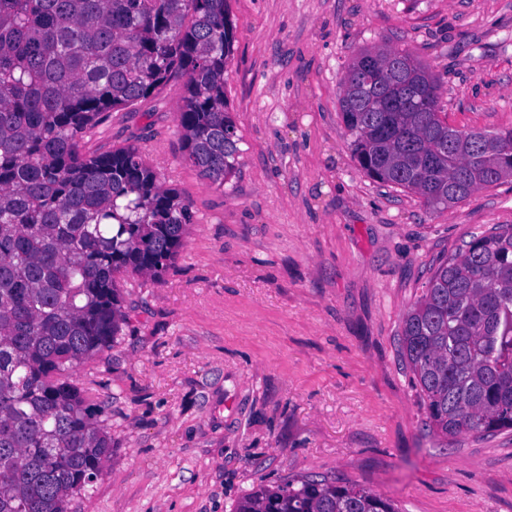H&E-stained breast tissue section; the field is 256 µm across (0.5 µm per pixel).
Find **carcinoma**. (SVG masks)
<instances>
[{
  "instance_id": "obj_1",
  "label": "carcinoma",
  "mask_w": 512,
  "mask_h": 512,
  "mask_svg": "<svg viewBox=\"0 0 512 512\" xmlns=\"http://www.w3.org/2000/svg\"><path fill=\"white\" fill-rule=\"evenodd\" d=\"M233 41L227 0H0V512H69L102 474L105 404L74 375L120 335L117 278L159 280L193 223L139 148L87 156L80 141L180 74L184 158L224 186L239 156L224 94ZM345 78L342 121L373 180L444 210L512 179V129L448 135L438 79L409 52L364 50ZM401 355L429 431L512 430V225L440 262ZM235 512L398 509L304 478L247 493Z\"/></svg>"
}]
</instances>
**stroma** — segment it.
<instances>
[{
	"instance_id": "1",
	"label": "stroma",
	"mask_w": 512,
	"mask_h": 512,
	"mask_svg": "<svg viewBox=\"0 0 512 512\" xmlns=\"http://www.w3.org/2000/svg\"><path fill=\"white\" fill-rule=\"evenodd\" d=\"M236 171L182 157L184 77L113 111L85 152L138 147L191 208L157 282L118 281L127 315L80 371L112 453L71 512H234L300 478L359 485L399 512H512V430L429 432L400 353L440 259L512 225V181L443 210L358 166L339 100L366 48L428 64L457 129L512 128V0H228Z\"/></svg>"
}]
</instances>
